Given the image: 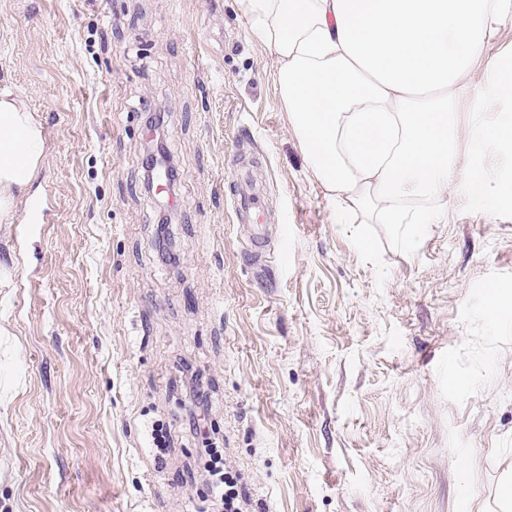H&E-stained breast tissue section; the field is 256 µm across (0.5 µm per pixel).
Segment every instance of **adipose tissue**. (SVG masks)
Listing matches in <instances>:
<instances>
[{"label":"adipose tissue","instance_id":"1","mask_svg":"<svg viewBox=\"0 0 512 512\" xmlns=\"http://www.w3.org/2000/svg\"><path fill=\"white\" fill-rule=\"evenodd\" d=\"M271 49L279 93L316 180L331 198L374 205L380 224L412 248L458 182L481 195L452 149H512V114L490 129L462 125L451 103L491 39L504 0H240ZM43 131L0 91V224L41 163Z\"/></svg>","mask_w":512,"mask_h":512}]
</instances>
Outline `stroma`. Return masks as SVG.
I'll return each instance as SVG.
<instances>
[{"mask_svg": "<svg viewBox=\"0 0 512 512\" xmlns=\"http://www.w3.org/2000/svg\"><path fill=\"white\" fill-rule=\"evenodd\" d=\"M510 67L512 6L475 88ZM4 88L44 132L17 207L53 213L0 224V512H213L191 378L265 512H500L512 319L482 307L512 294V150L461 139L486 195L456 187L404 250L313 176L238 0H0ZM152 114L170 214L144 184ZM484 310L491 321L497 323L504 314L512 315V297L490 290L484 298Z\"/></svg>", "mask_w": 512, "mask_h": 512, "instance_id": "1", "label": "stroma"}]
</instances>
